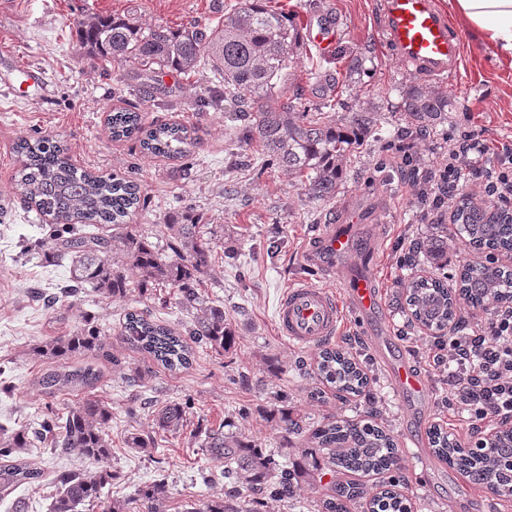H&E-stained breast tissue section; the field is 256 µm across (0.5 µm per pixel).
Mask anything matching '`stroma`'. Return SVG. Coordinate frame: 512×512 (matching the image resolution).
<instances>
[{"instance_id":"35a3bbf8","label":"stroma","mask_w":512,"mask_h":512,"mask_svg":"<svg viewBox=\"0 0 512 512\" xmlns=\"http://www.w3.org/2000/svg\"><path fill=\"white\" fill-rule=\"evenodd\" d=\"M224 3L0 0V81L11 87L9 94L0 95V427L37 428L47 409L60 411L72 402L69 394L51 399L41 392L35 380L52 364L34 356L33 349L48 337L90 322L112 336V354L118 359L117 364L103 365L94 390L112 408V456L106 465L121 475L104 489L103 502L132 497L138 486L160 473L169 488L165 512H184L192 502L223 497L226 486L216 475V463L189 439L201 421L225 424L227 431L254 440L277 459L298 458L304 438L283 440L276 424L262 415L284 406L312 425L333 415L360 419L374 414L399 450L390 476L357 475L369 492H378L393 478L410 498L413 512H482L481 486L461 483L436 458L429 471H422L404 446L408 434L424 442L436 426L451 428L453 438L464 445L472 437L445 402L448 386L430 367L422 345L429 332L409 322L400 284L413 276L453 282L464 261L481 262L485 256L452 249L445 267L422 260L412 269H393L400 234L415 239L423 230L420 215L407 205L404 178L389 164L385 148L407 125L400 102L404 87L412 83L447 89L452 98L447 121L433 130L435 139L484 124L496 140L512 145V66L455 24L451 30L462 44L460 63L451 76L434 78L402 62L383 40L382 0H265L268 8L288 13L301 36L302 45L284 76L286 87L301 92L306 107L334 101L345 118L367 107L376 121L351 155L335 198L317 200L258 145L245 148L238 143L243 126L238 113L200 109V99L217 84L207 68L191 75L166 72L147 81L135 66L90 59L74 26L85 14L130 13L146 24L207 27L223 20ZM328 16L339 29L334 48L325 54L311 43L309 31ZM355 55L368 63L351 74L347 63ZM22 65L40 72L41 81L20 74ZM115 108L139 112L147 124H184L193 131L196 145L189 157L173 161L144 155L137 140H111L106 119ZM42 136L63 141L81 170L134 181L145 205L128 222L148 235L159 253L168 251L167 220L187 212L204 216L217 255L202 276V287L222 303L236 330L231 349L218 353L193 345L191 366L173 372L117 339L129 311L150 314L180 332L192 320L174 289L142 290L132 272L124 298L111 299L89 288L75 298L60 297L54 307L45 306V296L58 294L67 284L69 264L22 251V241L43 238L49 219L39 216L22 195L13 151L17 139ZM324 224L352 225L353 250L333 260L311 251L308 241ZM361 274L374 281L381 303L364 317L347 311L344 334L332 344L351 349L369 384L345 401L331 390L324 399H311L318 385V350L297 347L279 336L278 300L298 277L337 285ZM381 336L416 364L427 396L394 395L374 348ZM145 367L152 368V376L143 385H131L132 371ZM171 400L187 403V422L180 433L158 432L154 411ZM134 433L154 435V446L128 447L126 439ZM28 458L41 468L42 481L0 497V512H48L57 474L87 467L77 454L60 455L41 445Z\"/></svg>"}]
</instances>
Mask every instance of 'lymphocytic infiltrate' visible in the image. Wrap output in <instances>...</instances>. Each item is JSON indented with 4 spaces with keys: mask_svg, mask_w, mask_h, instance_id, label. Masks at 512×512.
<instances>
[{
    "mask_svg": "<svg viewBox=\"0 0 512 512\" xmlns=\"http://www.w3.org/2000/svg\"><path fill=\"white\" fill-rule=\"evenodd\" d=\"M423 134L401 139L391 162L405 177L408 200L422 217L446 219L461 190L512 204V146L472 130L441 146L433 161L420 149ZM429 364L445 374L448 400L470 433L512 417V302L466 308L456 330L426 345Z\"/></svg>",
    "mask_w": 512,
    "mask_h": 512,
    "instance_id": "obj_1",
    "label": "lymphocytic infiltrate"
}]
</instances>
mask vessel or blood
I'll return each instance as SVG.
<instances>
[{
    "mask_svg": "<svg viewBox=\"0 0 512 512\" xmlns=\"http://www.w3.org/2000/svg\"><path fill=\"white\" fill-rule=\"evenodd\" d=\"M382 32L399 58L428 75L448 76L459 63L460 42L448 27L447 14L437 9L435 0H384ZM318 246L336 254L348 251L351 242L344 228L330 224L324 226ZM348 302L362 312L373 310L379 302L374 282L355 277L338 295L312 280H293L277 305V331L302 348L330 340L342 332L344 305ZM387 371L396 393L426 394L424 379L406 358H389Z\"/></svg>",
    "mask_w": 512,
    "mask_h": 512,
    "instance_id": "b4317fda",
    "label": "vessel or blood"
}]
</instances>
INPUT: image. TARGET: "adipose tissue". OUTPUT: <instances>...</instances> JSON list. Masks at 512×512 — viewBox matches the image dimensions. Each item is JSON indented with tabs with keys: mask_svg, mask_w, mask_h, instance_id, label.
<instances>
[{
	"mask_svg": "<svg viewBox=\"0 0 512 512\" xmlns=\"http://www.w3.org/2000/svg\"><path fill=\"white\" fill-rule=\"evenodd\" d=\"M448 14L512 66V0H448Z\"/></svg>",
	"mask_w": 512,
	"mask_h": 512,
	"instance_id": "adipose-tissue-1",
	"label": "adipose tissue"
}]
</instances>
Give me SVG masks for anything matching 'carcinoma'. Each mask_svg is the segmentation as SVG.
Here are the masks:
<instances>
[{
	"mask_svg": "<svg viewBox=\"0 0 512 512\" xmlns=\"http://www.w3.org/2000/svg\"><path fill=\"white\" fill-rule=\"evenodd\" d=\"M79 33L90 56L104 61L133 63L140 76L150 79L168 70L195 73L202 62L224 82V95L215 94L202 107L214 108L235 102L233 92L249 95L239 113L248 121L243 139L258 142L288 174L298 178L304 191L319 200L336 197L354 152V131H366L373 118L369 109L352 116L349 125L330 118L326 104L314 109L299 106L297 96H287L283 75L300 46L301 36L285 12L268 8L263 0H237L224 8V21L205 30L174 29L163 24L142 26L127 16L87 15L79 21ZM448 93L441 88L407 87L403 112L410 128L425 132L448 112ZM112 138L139 137L145 154L182 159L191 152L195 139L187 126L159 123L144 126L141 114L119 109L109 115ZM19 158L18 185L35 209L52 218L48 225L47 259L70 262L71 285L63 296L74 297L86 287L110 298H122L128 288L125 269L138 273L142 286L164 284L177 289L179 305L193 314V323L183 337L141 313L128 312L121 325L120 339L151 356L164 368L175 371L191 364L190 343L205 344L225 351L235 342V329L224 316V308L201 291V274L211 263L212 239L204 237L202 225L191 216L181 223L165 225L172 255L162 258L148 237L125 224L140 204L137 186L114 176L80 173L70 162L65 148L48 138L15 143ZM87 226L102 232L88 234ZM470 246L512 252V213L490 214L489 207L475 204L469 194L461 195L453 215V227L438 224L419 238L417 249L435 266L448 264V239ZM121 252L122 262L112 257ZM408 317L429 330L442 331L457 316L458 303L480 308L488 300H512V269L491 273L488 266L474 261L462 264L458 282L450 286L438 278H414L403 284ZM37 356L62 361L90 352L119 364L109 351L106 335L98 329L80 328L54 336L34 348ZM320 383L336 393L359 395L368 385V374L356 363L352 352L326 347L317 357ZM99 371L93 364L72 369H50L37 378L41 392L56 398L86 392L96 387ZM285 436H306L308 451L290 464L266 454L251 440L224 432V425L194 432L201 440L220 474L230 479L231 488L222 499L201 500L188 512H259L257 500L242 499L255 487L270 491L279 500H291L303 486L326 489L320 498L321 512H412L410 499L395 484L371 497L349 482L324 486L326 472L374 473L391 471L397 448L393 437L377 425L345 417H328L318 425L306 424L305 416L281 408L269 414ZM112 408L97 396L83 397L66 406L61 414L47 408L40 429L25 428L0 435V493L22 485H34L43 476L28 461L33 441L49 438V446L61 453H76L99 463L112 456L109 427ZM186 420L185 407L177 402L162 406L154 416L155 429L178 433ZM429 444L438 459L470 475L478 473L497 485L498 496L512 498V435L497 445L480 450L457 448L448 433L429 431ZM117 479L107 468L62 472L56 477V492L50 512H82L100 500L102 490ZM167 499L166 484L155 480L135 494L139 512H161Z\"/></svg>",
	"mask_w": 512,
	"mask_h": 512,
	"instance_id": "1",
	"label": "carcinoma"
}]
</instances>
